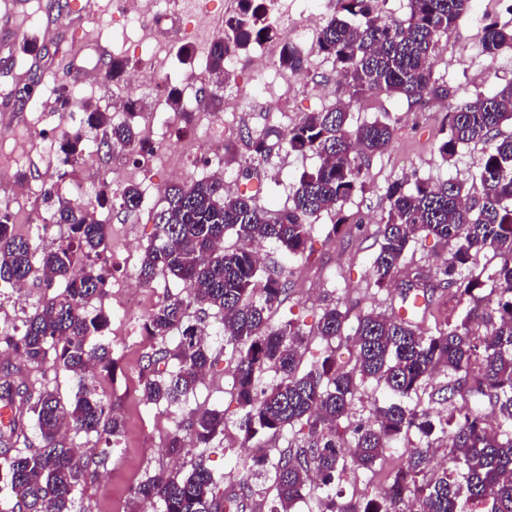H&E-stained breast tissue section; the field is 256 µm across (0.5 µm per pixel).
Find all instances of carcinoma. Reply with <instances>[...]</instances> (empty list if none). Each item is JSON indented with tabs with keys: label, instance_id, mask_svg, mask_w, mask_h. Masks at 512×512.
<instances>
[{
	"label": "carcinoma",
	"instance_id": "carcinoma-1",
	"mask_svg": "<svg viewBox=\"0 0 512 512\" xmlns=\"http://www.w3.org/2000/svg\"><path fill=\"white\" fill-rule=\"evenodd\" d=\"M381 0H336L334 13L321 26L317 44L344 78L345 98L316 112H306L286 131L269 130L252 141L263 157L281 141L291 151L312 153L318 168L304 172L293 184L288 207L270 211L252 198L224 190L221 180L172 184L154 214L156 237L144 250L137 276L146 285L160 275L183 284L185 294L167 297L143 322L151 341L141 380L147 404L181 408L215 360L208 342L206 315L214 311L223 324L224 352L234 370V398L242 412L245 438L277 436L290 431L287 447L260 456L247 466L269 481L267 512H292L305 498L311 474L320 478L317 512H468L481 504L485 512H512V81L489 95L462 99L444 116L446 138L437 151L443 160L458 148L482 145V156L470 187L448 179L391 183L385 193L381 242L372 263L373 284L396 288L401 301L423 298L429 307L438 289H448L460 313L447 327L426 336L410 319L395 313L360 316L348 334V312L333 301L322 307L316 335L325 348L307 371L299 368L309 348L300 324H274L271 311L288 296V283L265 276L255 297L260 266L249 244L267 240L288 256H303L310 224L334 211L365 186L366 162L383 152L394 135V121L384 111L370 122L352 124L351 108L366 96L398 94L410 105L454 97L448 83L434 75L433 60L441 38L466 16L472 0H408L405 20L379 14ZM264 0H250L244 11L228 17L224 35L209 52L210 71L228 79L225 53L254 40L270 37ZM512 50V25L490 20L483 26L482 52L491 60ZM278 66L303 69L304 60L286 44ZM87 125L102 131L99 149L138 141L131 120L115 123L108 110L81 103ZM82 133L65 139L63 163L82 158ZM127 211L139 209L142 192L128 184L114 191ZM54 224H66L69 237L40 249L13 231L0 214V287L31 279L50 287L64 282L62 292L34 308L23 330L0 332L7 355L31 367L53 363L79 380L71 401L51 390L38 393L14 378L13 365H0V404L14 417L0 427V512H73L74 492L95 455L82 456L68 442L69 433L93 434L110 445L118 443L122 421L108 399L90 382L88 363L109 369L113 360L103 343L92 340L108 326L103 315L89 316L87 307L104 290V269L97 267L107 248L103 223L84 221L82 210L50 186L44 190ZM231 230L240 244L224 246ZM449 246L448 258L435 283L418 268L405 266L417 235ZM489 250L497 263L476 275L480 252ZM197 308L196 318L190 309ZM351 341L355 362L336 367V344ZM271 369L277 376L263 382ZM444 374L443 400H461L450 440L448 468L422 481L432 465L431 436L444 432L430 412L404 400L418 395ZM373 381L396 398L374 406L369 416L350 421L357 385ZM31 423L38 446L13 450L25 424ZM347 423L356 452L347 457L338 428ZM412 433L421 445L409 450L405 464L388 480L395 497L377 495L364 501L336 502L332 489L349 471L372 474L386 451ZM224 435V412L191 410L179 422L167 448L189 455L191 470L179 476L164 472L133 488V496L156 505L157 512H225L242 507L252 494L244 482L226 489L206 464L202 448Z\"/></svg>",
	"mask_w": 512,
	"mask_h": 512
}]
</instances>
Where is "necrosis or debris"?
<instances>
[{
	"label": "necrosis or debris",
	"instance_id": "1",
	"mask_svg": "<svg viewBox=\"0 0 512 512\" xmlns=\"http://www.w3.org/2000/svg\"><path fill=\"white\" fill-rule=\"evenodd\" d=\"M164 4L165 0H114L113 3L115 15L134 34L138 61L118 80L120 93L113 98L112 112L117 119L132 118L139 123H151L153 127L137 146L122 148L120 156L112 161V169L116 172L132 160L141 173L150 174L156 161L171 152L167 131L177 121V114L170 112L161 101L150 113L136 111L132 106L136 91L156 85L178 87L183 91L185 111L211 112L206 93L211 83L207 61H196L185 71L165 64L157 44L158 34L172 28L181 45H195L203 29L223 28L228 14L238 12L242 0H233L227 10L218 8L215 0H180L181 11L176 16L169 14ZM268 10L282 42L292 44L299 52H306L318 32L316 22L292 20L288 14V0H270ZM211 114L213 127L195 146L193 157L204 178H219L228 184L232 178L224 164V120L221 114Z\"/></svg>",
	"mask_w": 512,
	"mask_h": 512
}]
</instances>
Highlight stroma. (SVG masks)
Listing matches in <instances>:
<instances>
[{"label": "stroma", "mask_w": 512, "mask_h": 512, "mask_svg": "<svg viewBox=\"0 0 512 512\" xmlns=\"http://www.w3.org/2000/svg\"><path fill=\"white\" fill-rule=\"evenodd\" d=\"M94 12L79 17L72 11L73 0H0V154L21 145L27 152L24 173L27 179L48 186L57 183L61 168L51 156L31 143L33 129L51 124L52 87H66L77 99L107 106L112 102V83L86 84L87 69L97 60L121 57L134 63L133 46L117 37L120 22L113 17L106 0H94ZM512 20V0H473L470 15L461 19L448 36L442 37L435 56L436 75L457 90L460 98L490 94L512 80V64L505 58L485 59L480 53L483 21ZM308 75L275 79L273 74H251L248 61H241L223 88H210L213 110L224 106V94L240 92L241 110L236 115L238 132L224 143V160L238 171L237 193L252 197L263 208L280 210L288 205L292 185L300 174L319 166L311 153L299 154L287 146L269 155L255 157L251 141L267 129H285L307 112L320 110L336 102L344 91L332 62L318 47H311L305 57ZM39 84L41 93L31 100L18 97L27 84ZM390 112L395 134L389 147L371 157L365 188L344 205L346 218L339 232H332L333 213H322L313 224L303 257L291 258L274 243H262L263 268L285 277L290 295L272 314L273 322L286 317L298 318L308 333L311 351L323 344L314 334L323 305L339 301L348 311V328H355L360 315L376 309L385 311L396 304L372 278V261L378 250V226L384 213V193L394 181L453 178L470 183L482 155L481 146H469L450 161H442L436 147L443 137L446 113L441 102H431L421 109L408 105L404 98L370 97L353 109L354 121L372 120L379 112ZM10 183L0 182V199L7 200L14 213L16 234L36 238L38 216L48 215L42 197H25L10 191ZM103 211L109 227L108 248L104 258L110 274L117 277L136 274L138 260L129 259L130 245L145 248L154 233L155 206H141L128 214L118 202H106ZM179 281L158 278L144 291V309L123 321L118 334L107 335L116 361L113 372H97L99 393L111 401L122 419L123 432L117 448L106 464L82 482L75 495L74 512H154L151 504L135 499L132 487L160 471L187 473L189 459H171L164 446L182 416L162 406L146 404L141 399L139 380L143 355L150 341L142 324L169 295L182 293ZM219 316L208 318L211 349L215 364L195 393L190 395L192 409H216L224 413V440L206 449L208 465L222 475L225 486L238 484L243 476L240 462L245 454L244 438L238 428L241 415L232 394L233 375L224 359ZM20 381L30 387H48L63 399H73L77 380L69 372L48 364L39 368L22 366ZM407 458L406 448L387 451L380 470L371 477L347 475L335 486L340 502L373 496L384 486L386 476L400 468Z\"/></svg>", "instance_id": "obj_1"}]
</instances>
